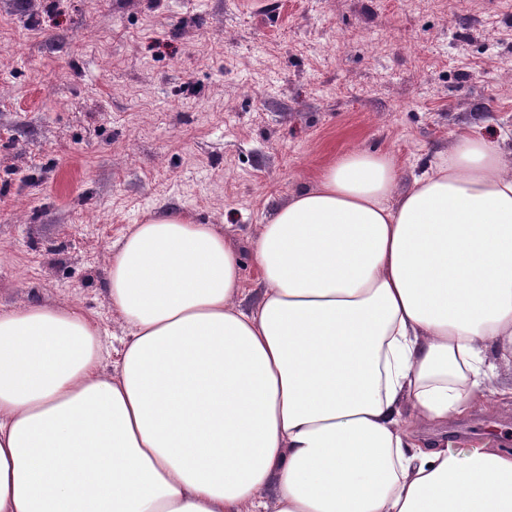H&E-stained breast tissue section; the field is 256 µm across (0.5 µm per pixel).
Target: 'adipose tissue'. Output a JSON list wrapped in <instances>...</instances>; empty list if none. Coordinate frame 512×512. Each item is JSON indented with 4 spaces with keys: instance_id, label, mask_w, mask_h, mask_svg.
<instances>
[{
    "instance_id": "ef3b65f1",
    "label": "adipose tissue",
    "mask_w": 512,
    "mask_h": 512,
    "mask_svg": "<svg viewBox=\"0 0 512 512\" xmlns=\"http://www.w3.org/2000/svg\"><path fill=\"white\" fill-rule=\"evenodd\" d=\"M398 181L351 151L278 206L250 307L216 225L149 214L114 374L75 308L0 312V512H512V452L428 436L512 368V172L469 130Z\"/></svg>"
}]
</instances>
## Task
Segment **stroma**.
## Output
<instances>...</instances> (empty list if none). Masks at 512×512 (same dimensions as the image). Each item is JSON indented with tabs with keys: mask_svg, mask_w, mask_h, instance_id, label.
<instances>
[{
	"mask_svg": "<svg viewBox=\"0 0 512 512\" xmlns=\"http://www.w3.org/2000/svg\"><path fill=\"white\" fill-rule=\"evenodd\" d=\"M510 66L512 0H0V310L120 349L108 258L159 210L217 225L255 302L262 224L342 154L405 189L468 127L512 162ZM446 435L512 450V401Z\"/></svg>",
	"mask_w": 512,
	"mask_h": 512,
	"instance_id": "stroma-1",
	"label": "stroma"
}]
</instances>
